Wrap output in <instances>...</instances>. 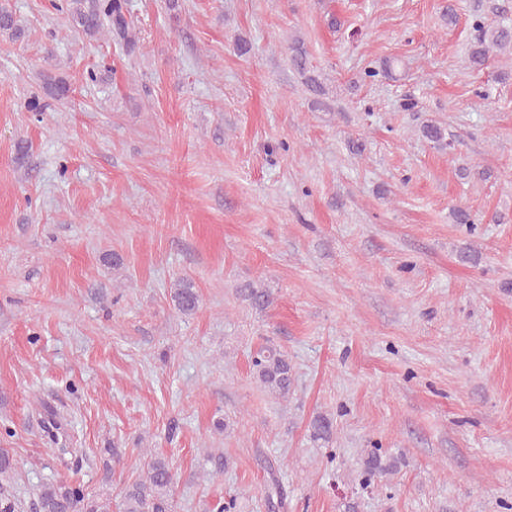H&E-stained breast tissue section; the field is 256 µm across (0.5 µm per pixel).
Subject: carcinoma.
<instances>
[{
    "label": "carcinoma",
    "mask_w": 512,
    "mask_h": 512,
    "mask_svg": "<svg viewBox=\"0 0 512 512\" xmlns=\"http://www.w3.org/2000/svg\"><path fill=\"white\" fill-rule=\"evenodd\" d=\"M52 7L85 36L95 37L107 32L128 48L137 43V31L127 0H52ZM475 27L478 37L468 51L471 65L481 67L493 54L512 55V25L480 17L475 20ZM0 34L13 40L20 37L13 14L5 6L0 7ZM291 62L303 77L308 90L316 95L324 94L323 83L315 70L309 67L307 51L299 40L291 46ZM242 294L255 308L263 309L270 302V295L263 288H246ZM172 301L182 315L189 316L198 310L199 296L190 279H177ZM251 366L253 377L264 391L279 400H288L295 377L287 354L273 347L262 346L252 355ZM310 432L313 440L330 442L333 420L326 415L316 416L310 422ZM144 467L145 476L121 490L117 512H173V474L169 463L152 456L145 460ZM394 467L396 462L385 463L379 449L370 450L358 480L360 489L367 491L374 488L378 479ZM13 470L9 452L0 448V512H17L18 505L8 490ZM264 504L266 512H284L288 507L286 494L273 468L270 469ZM32 512H112V496L91 494L77 482L45 483L36 493Z\"/></svg>",
    "instance_id": "cac0c4a2"
}]
</instances>
